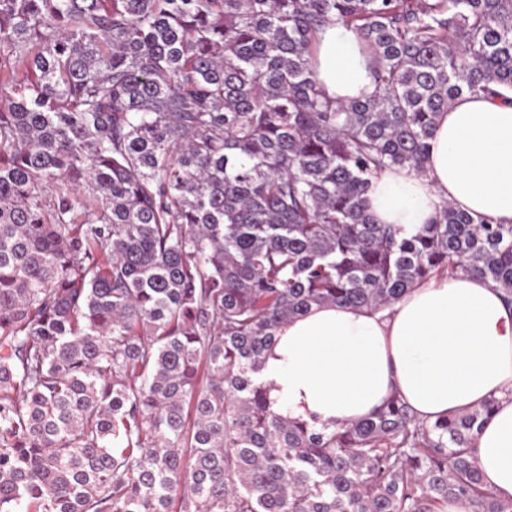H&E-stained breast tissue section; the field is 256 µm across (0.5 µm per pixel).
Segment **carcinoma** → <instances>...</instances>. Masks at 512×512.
I'll return each instance as SVG.
<instances>
[{
    "instance_id": "cac0c4a2",
    "label": "carcinoma",
    "mask_w": 512,
    "mask_h": 512,
    "mask_svg": "<svg viewBox=\"0 0 512 512\" xmlns=\"http://www.w3.org/2000/svg\"><path fill=\"white\" fill-rule=\"evenodd\" d=\"M331 23L375 85L341 104ZM0 90V512H512L470 455L495 400L317 429L258 379L314 307L445 272L512 301V225L366 198L512 93V0H0ZM319 41L316 80L327 97L347 102L373 91L368 61L355 29L330 25L320 33Z\"/></svg>"
}]
</instances>
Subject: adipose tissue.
Masks as SVG:
<instances>
[{
	"mask_svg": "<svg viewBox=\"0 0 512 512\" xmlns=\"http://www.w3.org/2000/svg\"><path fill=\"white\" fill-rule=\"evenodd\" d=\"M316 80L339 102L372 92L355 29L320 33ZM367 198L377 223L407 236L446 202L512 224V101L456 98L437 119L425 174L385 168ZM261 377L275 412L319 428L370 416L396 394L429 420L495 400L472 453L484 487L512 499V303L489 281L433 278L379 312L313 309L282 329Z\"/></svg>",
	"mask_w": 512,
	"mask_h": 512,
	"instance_id": "ef3b65f1",
	"label": "adipose tissue"
}]
</instances>
